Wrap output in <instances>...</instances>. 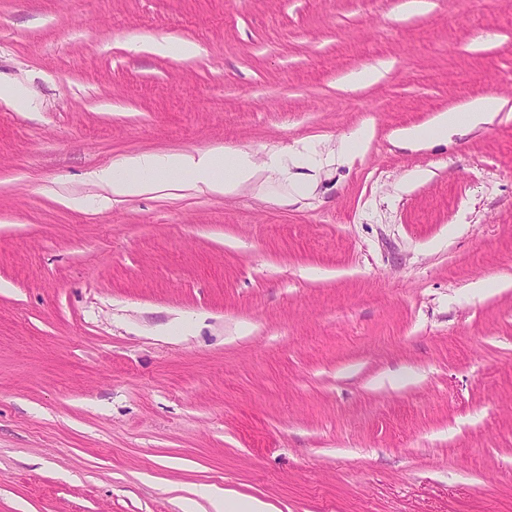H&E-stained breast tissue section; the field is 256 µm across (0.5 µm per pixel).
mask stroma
I'll list each match as a JSON object with an SVG mask.
<instances>
[{
    "instance_id": "35a3bbf8",
    "label": "stroma",
    "mask_w": 512,
    "mask_h": 512,
    "mask_svg": "<svg viewBox=\"0 0 512 512\" xmlns=\"http://www.w3.org/2000/svg\"><path fill=\"white\" fill-rule=\"evenodd\" d=\"M405 2L0 0V512H512V0ZM215 147L261 178H91ZM149 50L156 54L172 55L180 59H190L198 54V47L187 41L158 40L151 44ZM502 110V100L487 96L462 107L441 113L431 127H413L402 133V140L414 147H424L435 139H448L463 130L491 123ZM260 167L248 152L232 154L215 150L152 154L123 158L120 163L100 169L95 179L112 194V199L150 194L158 190L163 177L191 174L192 186L210 195H232L246 184L256 182ZM199 494L208 500L213 512H274L273 507L260 498L245 496L233 491L200 485Z\"/></svg>"
}]
</instances>
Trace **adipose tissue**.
Listing matches in <instances>:
<instances>
[{"label":"adipose tissue","mask_w":512,"mask_h":512,"mask_svg":"<svg viewBox=\"0 0 512 512\" xmlns=\"http://www.w3.org/2000/svg\"><path fill=\"white\" fill-rule=\"evenodd\" d=\"M502 109L501 99L487 96L462 107L441 113L431 126L413 127L402 134L403 141L414 147L426 146L433 140L445 139L461 131L491 123ZM261 169L250 153L224 154L214 150L152 154L143 153L123 158L120 163L100 169L96 180L122 199L150 194L158 190L162 178L189 174L199 191L217 196L232 195L247 184L256 182ZM213 512H274L260 498L219 490L208 485L198 488Z\"/></svg>","instance_id":"obj_1"}]
</instances>
